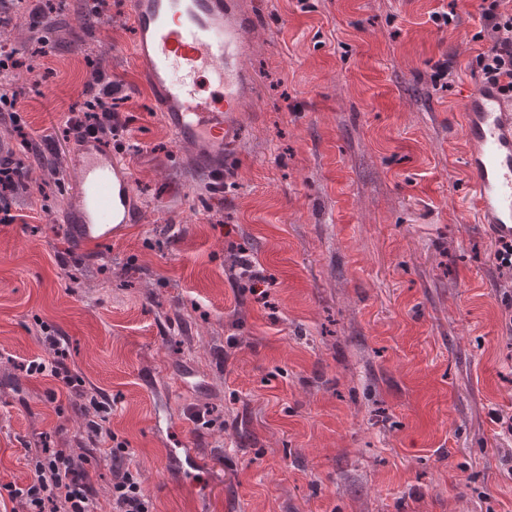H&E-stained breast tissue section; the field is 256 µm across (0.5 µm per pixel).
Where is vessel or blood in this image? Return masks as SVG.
<instances>
[{"mask_svg":"<svg viewBox=\"0 0 512 512\" xmlns=\"http://www.w3.org/2000/svg\"><path fill=\"white\" fill-rule=\"evenodd\" d=\"M135 29L132 52L156 109L175 139L199 144L197 168L223 184L233 166L226 144L252 91L242 68L248 23L235 0H128ZM211 77L214 94L199 96L198 74ZM462 125L470 144L465 166L468 196L479 223L496 239L512 241V101L497 88L476 84L464 97ZM80 207L65 215L81 246L112 238L136 223L133 180L120 159L88 143L79 149Z\"/></svg>","mask_w":512,"mask_h":512,"instance_id":"vessel-or-blood-1","label":"vessel or blood"}]
</instances>
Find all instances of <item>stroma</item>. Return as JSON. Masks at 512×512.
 Instances as JSON below:
<instances>
[{
    "label": "stroma",
    "instance_id": "obj_1",
    "mask_svg": "<svg viewBox=\"0 0 512 512\" xmlns=\"http://www.w3.org/2000/svg\"><path fill=\"white\" fill-rule=\"evenodd\" d=\"M238 3L254 97L220 189L153 111L126 0L16 22L53 36L14 81L39 144L110 58L138 221L80 249L74 154L59 180L10 140L32 178L0 222V483H30L43 440L85 452L81 411L25 370L43 321L155 512H512V270L464 206L481 0ZM241 245L266 303L227 268Z\"/></svg>",
    "mask_w": 512,
    "mask_h": 512
}]
</instances>
